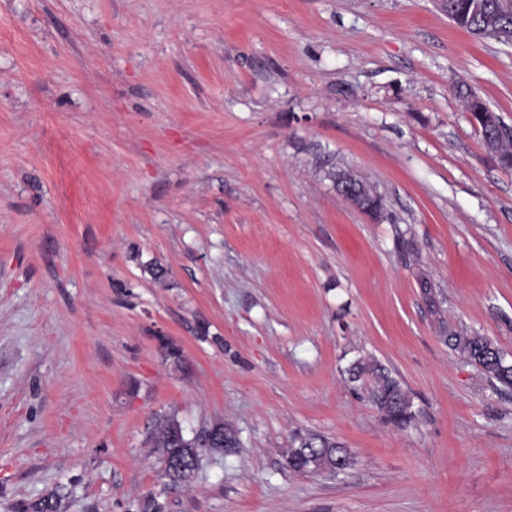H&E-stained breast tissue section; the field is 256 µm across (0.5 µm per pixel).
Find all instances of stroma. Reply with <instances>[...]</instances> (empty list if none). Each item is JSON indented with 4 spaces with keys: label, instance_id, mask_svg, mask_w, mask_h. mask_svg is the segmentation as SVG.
Here are the masks:
<instances>
[{
    "label": "stroma",
    "instance_id": "35a3bbf8",
    "mask_svg": "<svg viewBox=\"0 0 512 512\" xmlns=\"http://www.w3.org/2000/svg\"><path fill=\"white\" fill-rule=\"evenodd\" d=\"M460 83L512 126V43L443 0H0V512H512V388L444 342L512 361V169ZM168 417L241 446L161 493ZM298 433L352 465L291 471ZM457 93L458 96L464 101L467 112L478 113L476 117L471 114V119L477 127L481 129L484 126L495 123L494 114L497 113L479 112L480 110L484 109L486 103L469 86L466 84L458 85ZM446 342L459 356L478 366L489 379L512 387V363L491 339L452 332L446 336ZM350 382H360L370 377L369 398L387 422L404 427L414 420L412 404L402 382L377 362L356 361L348 370Z\"/></svg>",
    "mask_w": 512,
    "mask_h": 512
}]
</instances>
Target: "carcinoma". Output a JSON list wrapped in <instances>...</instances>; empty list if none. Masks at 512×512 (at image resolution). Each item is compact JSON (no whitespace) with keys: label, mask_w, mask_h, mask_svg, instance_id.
Returning a JSON list of instances; mask_svg holds the SVG:
<instances>
[{"label":"carcinoma","mask_w":512,"mask_h":512,"mask_svg":"<svg viewBox=\"0 0 512 512\" xmlns=\"http://www.w3.org/2000/svg\"><path fill=\"white\" fill-rule=\"evenodd\" d=\"M448 18L458 27L475 36H493L512 42V5L507 0H446ZM457 93L472 113L485 107V102L469 86L460 84ZM448 346L459 356L478 366L491 380L512 387V363L486 336L452 332L446 336ZM349 380L360 382L369 377V398L387 422L404 427L414 420L411 399L402 382L377 362L356 361L348 370ZM153 447L160 452L161 492L189 484L196 472V461L201 459L199 444L192 443L184 434L180 422L167 418L151 437ZM239 447L237 434L222 423L216 425L207 450L235 452ZM288 468L295 472H337L340 466L350 467L353 458L340 443L320 435L308 433L297 436L286 458ZM66 493L61 489L34 504H24L21 512H57Z\"/></svg>","instance_id":"1"}]
</instances>
